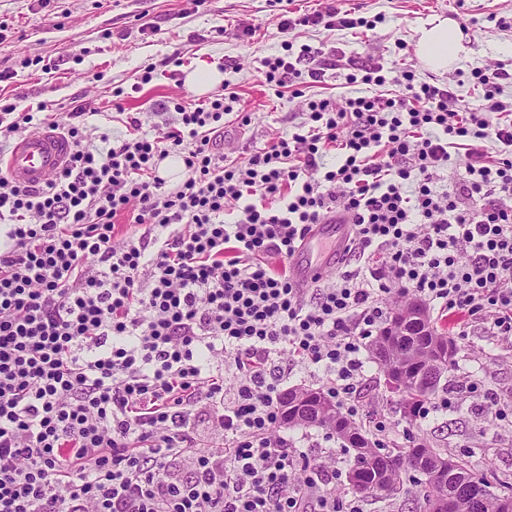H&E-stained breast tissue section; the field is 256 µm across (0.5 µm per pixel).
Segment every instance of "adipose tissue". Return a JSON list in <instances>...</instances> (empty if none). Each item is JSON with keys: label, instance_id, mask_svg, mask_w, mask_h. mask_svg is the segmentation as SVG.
I'll return each instance as SVG.
<instances>
[{"label": "adipose tissue", "instance_id": "1", "mask_svg": "<svg viewBox=\"0 0 512 512\" xmlns=\"http://www.w3.org/2000/svg\"><path fill=\"white\" fill-rule=\"evenodd\" d=\"M415 52L425 68L445 72L457 66L466 56L467 48L456 21L434 16L417 28Z\"/></svg>", "mask_w": 512, "mask_h": 512}]
</instances>
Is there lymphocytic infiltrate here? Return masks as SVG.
Returning <instances> with one entry per match:
<instances>
[{
    "instance_id": "lymphocytic-infiltrate-1",
    "label": "lymphocytic infiltrate",
    "mask_w": 512,
    "mask_h": 512,
    "mask_svg": "<svg viewBox=\"0 0 512 512\" xmlns=\"http://www.w3.org/2000/svg\"><path fill=\"white\" fill-rule=\"evenodd\" d=\"M307 26L374 23L336 0L279 21ZM264 66L271 90L305 97L329 61L304 45ZM470 76L474 104L409 71L351 68L344 105L306 98L302 122L241 163L212 142L234 90L176 104L159 134L127 113L126 134L102 148L85 107L1 105L0 139L45 125L71 151L42 187L0 172V512H361L320 490L332 450L311 457L280 434L289 364L275 357L321 374L353 417L388 296L417 294L461 332L480 322L512 337V100L502 69ZM454 148L468 162L448 188L439 172ZM172 155L186 176L167 191L156 169ZM333 211L352 231L330 284L301 288L269 266ZM120 214L152 244L118 237Z\"/></svg>"
}]
</instances>
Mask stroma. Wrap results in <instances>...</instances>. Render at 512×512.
Returning <instances> with one entry per match:
<instances>
[{
    "mask_svg": "<svg viewBox=\"0 0 512 512\" xmlns=\"http://www.w3.org/2000/svg\"><path fill=\"white\" fill-rule=\"evenodd\" d=\"M344 8L386 21L366 31H327L309 27L290 34L279 29L273 0H0V101L27 112L47 104L70 112L92 103L95 115L88 127L117 136L125 131L112 118L113 91L123 88L126 111L138 113L144 131L153 133L171 119L177 102L194 103L200 96L185 82L187 72L205 62L217 66L235 87V111L249 115L241 128L224 127V145L237 159L264 147L276 134L288 131L303 101L291 92L275 95L263 84V60L278 53L283 41L309 45L315 54H338L357 67L377 64L396 70L408 66L429 79L414 54L415 29L434 15L468 26L470 52L456 69L440 74L439 82L476 66L500 67L512 73V0H344ZM506 27H499V19ZM251 25L242 35L239 24ZM405 50H398V42ZM179 57L173 65L171 57ZM155 64L149 83H142L145 66ZM366 372L360 392L358 423L372 429L384 422L390 439H426L438 448L465 456L474 476L495 472L499 491L512 489V415L491 421L486 406L495 401L512 405V339L488 336L473 324L457 342L455 364L441 379L433 401L450 398L448 410L412 421L403 419L397 397L383 387V372L371 351H364ZM293 447L316 455L323 448L336 452L335 471L321 473L323 490L349 497L346 454L340 442H327L321 427L292 426Z\"/></svg>",
    "mask_w": 512,
    "mask_h": 512,
    "instance_id": "35a3bbf8",
    "label": "stroma"
}]
</instances>
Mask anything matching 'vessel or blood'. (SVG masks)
<instances>
[{"label":"vessel or blood","instance_id":"obj_1","mask_svg":"<svg viewBox=\"0 0 512 512\" xmlns=\"http://www.w3.org/2000/svg\"><path fill=\"white\" fill-rule=\"evenodd\" d=\"M69 151L70 144L61 134L42 129L21 136L0 159V167L17 182L40 186L64 166ZM350 233V224L333 216L316 225L290 260L293 278L308 286L333 272L336 256L346 247Z\"/></svg>","mask_w":512,"mask_h":512}]
</instances>
